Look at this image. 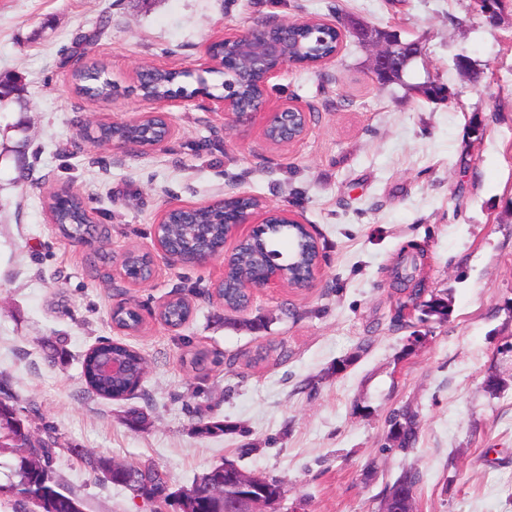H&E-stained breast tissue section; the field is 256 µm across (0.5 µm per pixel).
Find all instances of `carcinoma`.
<instances>
[{
	"label": "carcinoma",
	"mask_w": 512,
	"mask_h": 512,
	"mask_svg": "<svg viewBox=\"0 0 512 512\" xmlns=\"http://www.w3.org/2000/svg\"><path fill=\"white\" fill-rule=\"evenodd\" d=\"M320 33L317 25H304L292 31L288 41V56L297 63L312 61L332 53L338 46V35L324 33L326 42L314 44ZM458 71L478 81L481 72L467 55L456 57ZM105 69L93 64L79 68L73 73L75 90L81 96L95 102L112 99V81L102 77ZM180 86V77L168 71H153L149 81L140 86V92L149 96H165ZM235 92L242 101H251L262 95L263 89L256 77H244L237 82ZM166 134L165 122L157 116L147 117L138 126L103 124L96 132L97 142L107 144L123 140L148 147ZM254 196H240L229 201L224 217L201 207L193 221H185L181 213L169 212L165 223L159 228L167 250L173 254L187 251L223 252L228 232V222L236 212L257 206ZM52 223L56 224L68 239L83 236L90 229L86 208L82 200L73 195L54 194L48 204ZM283 239L292 242V250L283 258L282 276L293 288L306 287L304 275L318 263L319 249L314 235L301 224H289L277 217L264 225L259 239L243 238L235 246L228 265L224 287L219 294L224 307L239 312L248 303L245 285L258 280L265 271V257L278 256L275 245ZM422 315L448 317V302L436 294L421 304ZM165 321L180 326L189 316L185 300L175 298L165 305L162 312ZM105 361L122 365L115 375L101 370ZM147 364L139 352L114 342H101L92 348L83 361V373L88 387L101 398L117 400L134 393L146 375ZM388 439L394 449L405 452L415 445L418 437L416 414L403 408L393 411L387 420ZM54 429L46 425L41 432L33 431L28 420L18 407V398L0 392V456L9 458L8 481L0 484V498L13 500L14 512H80L82 500L64 487L52 469L56 453ZM70 452L79 459L84 469L96 480L107 481L129 489L143 501L156 505L157 509L172 508L176 512H235L236 504L247 497L274 501L283 496V482L262 476L258 483L245 482L235 470H227L224 464L215 465L191 485L177 492L171 489L168 478L159 470L140 464L117 462L83 448H72ZM420 482L419 472L409 468L402 470L398 478L385 487L378 512H394L402 500L416 494Z\"/></svg>",
	"instance_id": "1"
}]
</instances>
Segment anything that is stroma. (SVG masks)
I'll list each match as a JSON object with an SVG mask.
<instances>
[{"mask_svg": "<svg viewBox=\"0 0 512 512\" xmlns=\"http://www.w3.org/2000/svg\"><path fill=\"white\" fill-rule=\"evenodd\" d=\"M309 18L419 41L407 82L448 83L452 103L378 89L370 49L349 35L334 61L270 80L268 108L290 101L309 115L288 146L268 143L259 123H226L201 97L168 107L173 133L158 149L88 139L142 110L141 67L192 69L218 36ZM460 54L479 81L458 74ZM88 57L116 86L109 105L72 90ZM9 73L24 92L0 103V389L21 398L32 428H55L53 469L84 512L151 507L91 478L76 448L152 464L176 488L232 460L282 481L283 512H377L405 467L422 475L414 512H512V365L499 355L512 343V0L493 26L473 0H0ZM61 190L86 199L107 240L59 235L44 202ZM238 194L311 226L320 274L302 290L253 289L230 314L214 294L220 262L173 261L154 226L170 206ZM132 247L151 256L147 283L119 275ZM412 264L447 299V320L422 323L413 309L394 325L392 270ZM173 296L195 308L176 330L158 317ZM122 302L140 310L139 332L113 325ZM259 317L266 329H250ZM104 339L146 358L126 399L97 396L82 376ZM495 371L506 383L492 394ZM132 406L146 427L125 423ZM406 406L417 443L386 452L387 418ZM212 417L226 432L198 435Z\"/></svg>", "mask_w": 512, "mask_h": 512, "instance_id": "stroma-1", "label": "stroma"}]
</instances>
